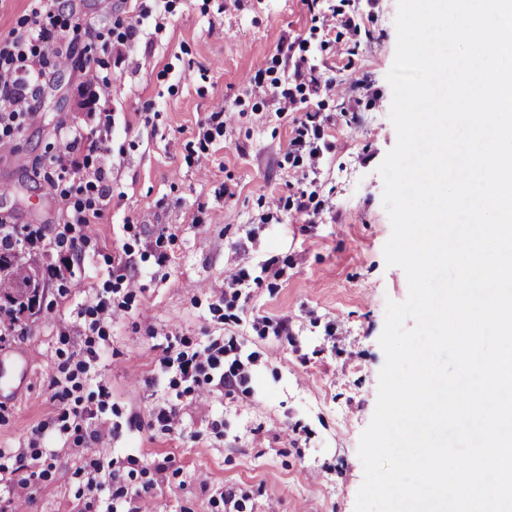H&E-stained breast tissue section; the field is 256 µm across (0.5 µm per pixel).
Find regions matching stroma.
<instances>
[{"label": "stroma", "instance_id": "stroma-1", "mask_svg": "<svg viewBox=\"0 0 512 512\" xmlns=\"http://www.w3.org/2000/svg\"><path fill=\"white\" fill-rule=\"evenodd\" d=\"M74 63L50 72L40 110L0 151V218L53 236L48 177L105 172L78 266L20 243L42 288L0 343V467L24 512H355L362 432L377 401L391 223L377 172L397 141L387 82L397 0H46ZM342 17L351 26L339 25ZM139 27L131 40L121 34ZM99 61L109 94L77 63ZM307 61L321 85L292 77ZM339 78L342 89L325 79ZM224 109V129L208 119ZM110 125L108 154L91 152ZM81 133L78 149L58 136ZM304 140L291 152V140ZM306 211H298V203ZM112 302L89 336L66 322ZM287 330H280V323ZM222 347L197 384L170 360ZM97 359L69 397L51 378ZM246 383L222 387L221 373ZM112 428L115 475L94 473L64 414ZM178 408L173 427L158 422ZM166 461L164 472L155 463ZM99 487L86 488L88 477ZM152 483L149 498L137 495Z\"/></svg>", "mask_w": 512, "mask_h": 512}]
</instances>
